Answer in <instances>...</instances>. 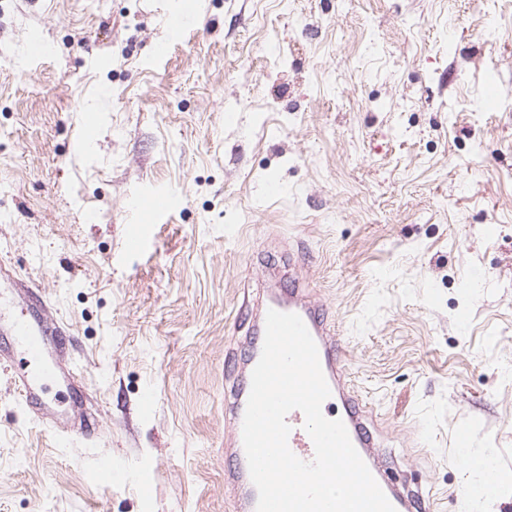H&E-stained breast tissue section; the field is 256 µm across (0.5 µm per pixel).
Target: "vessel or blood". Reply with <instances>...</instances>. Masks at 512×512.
<instances>
[{
    "label": "vessel or blood",
    "mask_w": 512,
    "mask_h": 512,
    "mask_svg": "<svg viewBox=\"0 0 512 512\" xmlns=\"http://www.w3.org/2000/svg\"><path fill=\"white\" fill-rule=\"evenodd\" d=\"M166 26V39L157 42L152 49L154 56L159 58L165 57L174 45L183 41L191 24L186 16L173 13L167 17ZM271 309L301 317L316 343L321 368L331 391L323 404L327 418L343 421L352 444L396 512H418L422 498L420 491L391 478L390 466L383 459L382 450L365 423V409L346 385L344 370L338 360L339 346L331 332L329 318L324 309L312 304L308 284L295 277L289 278L287 287L269 289L253 314L242 373L233 380L229 391V433L224 454L231 459L232 466L225 477L234 487L240 512H256L258 501L243 446L242 424L251 389V375L263 349L266 314ZM0 328L10 333L13 342L9 348L0 346V366L11 370L16 389L26 405L36 408L38 418L61 435H69L72 425L60 419L43 398L44 379L67 368L65 328L41 315L12 321ZM25 360L37 362V369H23L21 363ZM286 421L291 428L288 437L290 450L301 460L312 461L314 445L304 429L303 413L291 411Z\"/></svg>",
    "instance_id": "b4317fda"
}]
</instances>
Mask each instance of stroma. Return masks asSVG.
<instances>
[{
	"label": "stroma",
	"mask_w": 512,
	"mask_h": 512,
	"mask_svg": "<svg viewBox=\"0 0 512 512\" xmlns=\"http://www.w3.org/2000/svg\"><path fill=\"white\" fill-rule=\"evenodd\" d=\"M288 250L424 512L465 447L504 481L470 512H512V0H0V259L70 336L46 400L100 423L0 374V512H234L226 355ZM167 37L165 40L157 42L152 49L154 56L158 58L165 57L170 49L183 41L191 24L186 16L180 13H172L166 19Z\"/></svg>",
	"instance_id": "obj_1"
}]
</instances>
